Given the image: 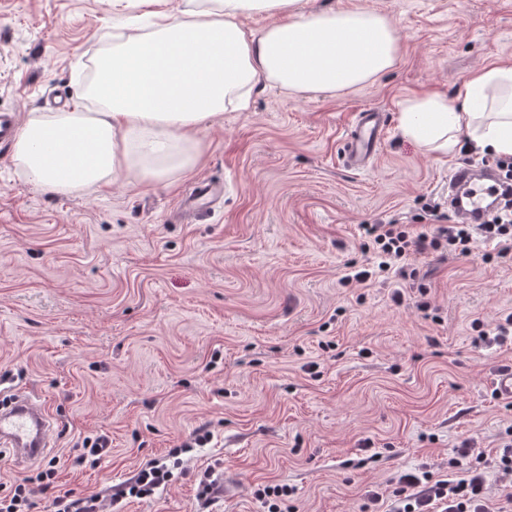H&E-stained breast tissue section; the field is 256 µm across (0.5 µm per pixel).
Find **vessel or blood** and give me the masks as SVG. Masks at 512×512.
Returning <instances> with one entry per match:
<instances>
[{
  "mask_svg": "<svg viewBox=\"0 0 512 512\" xmlns=\"http://www.w3.org/2000/svg\"><path fill=\"white\" fill-rule=\"evenodd\" d=\"M385 134L381 112L358 113L344 146V160L364 167L376 152ZM499 177L494 169L462 165L455 168L448 181V208L458 223L479 224L489 213L487 197ZM224 193L223 185L203 179L194 182L183 201L185 214L207 207ZM53 421L48 412L27 397L21 396L11 406L0 409V443L11 449L19 462L42 456L49 445Z\"/></svg>",
  "mask_w": 512,
  "mask_h": 512,
  "instance_id": "b4317fda",
  "label": "vessel or blood"
}]
</instances>
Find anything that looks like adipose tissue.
<instances>
[{
    "instance_id": "ef3b65f1",
    "label": "adipose tissue",
    "mask_w": 512,
    "mask_h": 512,
    "mask_svg": "<svg viewBox=\"0 0 512 512\" xmlns=\"http://www.w3.org/2000/svg\"><path fill=\"white\" fill-rule=\"evenodd\" d=\"M150 7L144 32L115 26L112 45L93 59L83 96L88 112H36L20 127L13 157L29 180L72 193L137 172L167 179L201 155L196 130L229 110L246 109L258 81L296 94H336L373 80L397 60L388 18L361 12L306 11L304 0H136ZM273 16L261 32L245 14ZM405 138L448 155L461 137L512 155V66L493 64L467 81L454 104L439 95L408 100Z\"/></svg>"
}]
</instances>
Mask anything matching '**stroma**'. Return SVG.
<instances>
[{"label":"stroma","instance_id":"35a3bbf8","mask_svg":"<svg viewBox=\"0 0 512 512\" xmlns=\"http://www.w3.org/2000/svg\"><path fill=\"white\" fill-rule=\"evenodd\" d=\"M306 8L386 16L395 65L333 95L258 83L247 110L199 131L197 166L166 180L59 194L0 147V387L48 409L58 490L100 493L159 461L171 481L107 512H196L209 467L221 491L205 512H388L397 475L447 472L467 442L490 500L512 491L498 464L512 403L492 389L512 344L473 342L512 313V253L481 242L466 257L413 256V281L341 283L376 262L363 225L420 231L429 201L453 223L448 179L486 156L427 152L402 135L400 112L427 94L459 102L474 71L512 64V0ZM112 18L110 0H0V111L22 122L72 102ZM364 109L383 113L386 133L354 169L341 155ZM201 178L224 195L181 219ZM201 428L207 443L182 449ZM89 434L112 448L94 467L76 463ZM275 485L292 495H261Z\"/></svg>","mask_w":512,"mask_h":512}]
</instances>
